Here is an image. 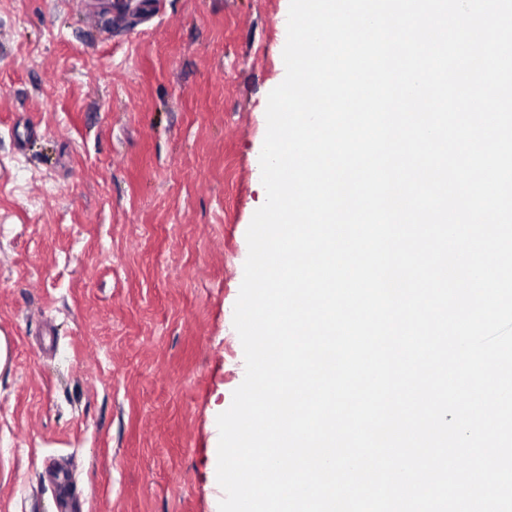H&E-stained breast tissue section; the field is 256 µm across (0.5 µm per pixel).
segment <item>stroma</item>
<instances>
[{
	"mask_svg": "<svg viewBox=\"0 0 512 512\" xmlns=\"http://www.w3.org/2000/svg\"><path fill=\"white\" fill-rule=\"evenodd\" d=\"M289 0H0V512H219Z\"/></svg>",
	"mask_w": 512,
	"mask_h": 512,
	"instance_id": "35a3bbf8",
	"label": "stroma"
}]
</instances>
